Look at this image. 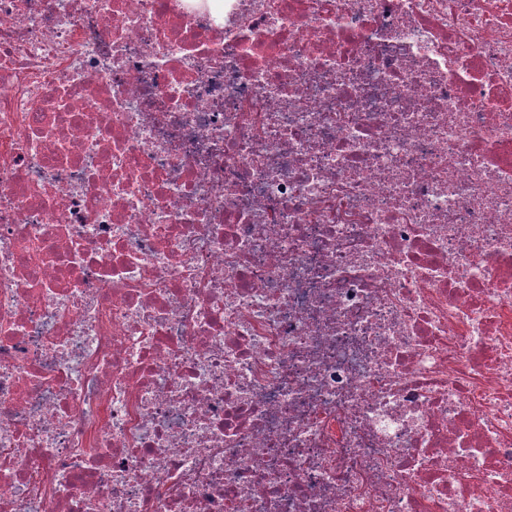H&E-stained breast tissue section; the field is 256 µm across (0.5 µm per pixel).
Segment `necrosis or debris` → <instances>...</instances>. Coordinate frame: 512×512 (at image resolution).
<instances>
[{"label": "necrosis or debris", "mask_w": 512, "mask_h": 512, "mask_svg": "<svg viewBox=\"0 0 512 512\" xmlns=\"http://www.w3.org/2000/svg\"><path fill=\"white\" fill-rule=\"evenodd\" d=\"M0 512H512V0H0Z\"/></svg>", "instance_id": "4bbe7bcc"}]
</instances>
